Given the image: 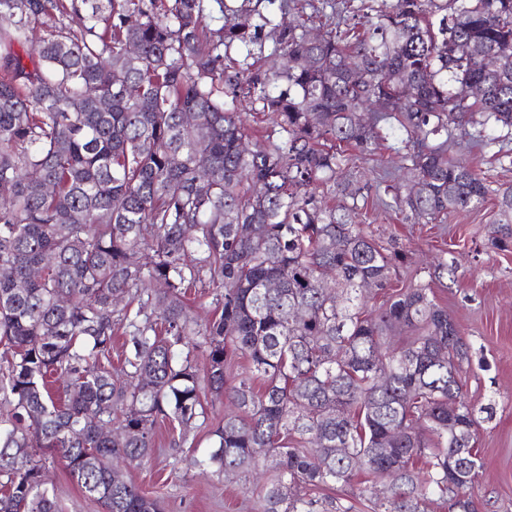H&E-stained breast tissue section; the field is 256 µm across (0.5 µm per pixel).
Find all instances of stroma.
<instances>
[{
	"mask_svg": "<svg viewBox=\"0 0 512 512\" xmlns=\"http://www.w3.org/2000/svg\"><path fill=\"white\" fill-rule=\"evenodd\" d=\"M390 127H382L370 160L361 162L364 180L376 183L393 172L397 187H405V162ZM451 155L484 172L492 188L512 186V168L500 166L490 153L455 137ZM497 198L488 196L481 207L449 214L442 224H416L405 211L370 206L359 216L385 247L406 253L404 265L392 276L394 289L430 282L438 302L447 306L470 347L459 376L469 400L492 404L493 414L480 420L478 446L483 468L473 492L477 512H512V244L503 243L498 225ZM454 267L455 274L441 281L430 279L431 261ZM231 406L217 400L207 424L194 426L186 439L170 423H158L154 447L144 459L123 467L126 480L156 500L161 512H254L256 485L229 482L215 473H200L191 458L210 446V427ZM42 479L53 493L58 512H103L85 495L63 461L42 452Z\"/></svg>",
	"mask_w": 512,
	"mask_h": 512,
	"instance_id": "obj_1",
	"label": "stroma"
}]
</instances>
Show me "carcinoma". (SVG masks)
<instances>
[{
  "label": "carcinoma",
  "mask_w": 512,
  "mask_h": 512,
  "mask_svg": "<svg viewBox=\"0 0 512 512\" xmlns=\"http://www.w3.org/2000/svg\"><path fill=\"white\" fill-rule=\"evenodd\" d=\"M216 2L212 27L206 0H0V512H56L35 448L104 512H158L114 461L160 419L207 421L209 392L237 412L191 464L245 484L267 465L259 512H471L489 408L460 330L427 284L387 295L405 254L354 215L482 204L457 133L512 167V0ZM241 97L272 124L248 153ZM389 119L403 197L357 174ZM498 207L512 227V189ZM210 288L201 324L187 295Z\"/></svg>",
  "instance_id": "1"
}]
</instances>
